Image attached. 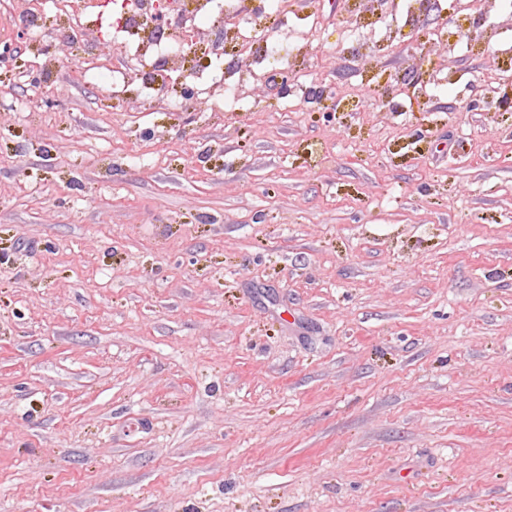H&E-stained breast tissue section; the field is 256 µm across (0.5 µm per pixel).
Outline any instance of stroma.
<instances>
[{"instance_id":"35a3bbf8","label":"stroma","mask_w":512,"mask_h":512,"mask_svg":"<svg viewBox=\"0 0 512 512\" xmlns=\"http://www.w3.org/2000/svg\"><path fill=\"white\" fill-rule=\"evenodd\" d=\"M40 2L0 0V512H512L502 0H248L251 49L216 0L150 92Z\"/></svg>"}]
</instances>
